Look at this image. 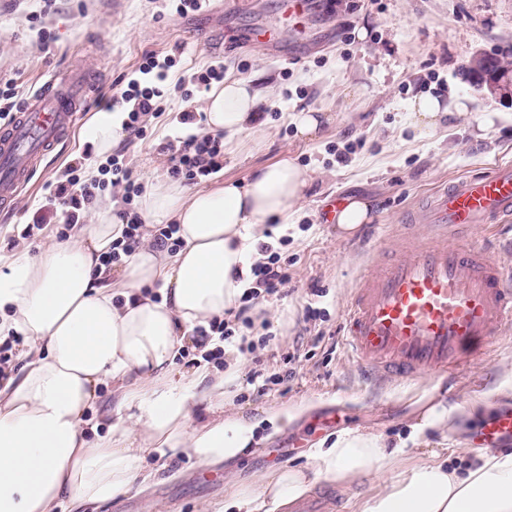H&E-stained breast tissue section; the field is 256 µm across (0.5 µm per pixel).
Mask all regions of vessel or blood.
<instances>
[{"mask_svg": "<svg viewBox=\"0 0 512 512\" xmlns=\"http://www.w3.org/2000/svg\"><path fill=\"white\" fill-rule=\"evenodd\" d=\"M239 40L288 55L260 31ZM85 89L83 71L51 77L0 127V206L16 199L64 141ZM419 216L432 224L431 235L405 231L373 255L342 311L348 357L385 386L422 376L447 380L486 358L495 337L512 328V265L490 257L487 242L448 243L464 229L484 226L496 231L499 248L512 250V165L445 187ZM476 437L512 445V407L495 410Z\"/></svg>", "mask_w": 512, "mask_h": 512, "instance_id": "1", "label": "vessel or blood"}]
</instances>
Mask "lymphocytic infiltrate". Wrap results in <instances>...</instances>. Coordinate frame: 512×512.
I'll list each match as a JSON object with an SVG mask.
<instances>
[{"label": "lymphocytic infiltrate", "mask_w": 512, "mask_h": 512, "mask_svg": "<svg viewBox=\"0 0 512 512\" xmlns=\"http://www.w3.org/2000/svg\"><path fill=\"white\" fill-rule=\"evenodd\" d=\"M174 66L171 58H158L157 55L145 56L139 67L140 79L130 80L126 89L105 100L106 108H122L127 114L124 129L128 136L141 137L144 134L142 119L147 115H161L160 101L163 88L170 80ZM177 122L183 135L179 139L178 156L172 168L176 177H185L190 181L207 178L224 167V142L222 137L201 132L200 120L196 112L184 110L177 114ZM83 158L74 159L61 178L53 185L49 195L52 205L59 208L64 224L77 225L83 213L92 204L96 191L105 189L107 184L123 186L126 199L140 196L142 187L132 177V170L118 156H111L104 168L111 174V181L95 180L85 182L80 176ZM265 256L264 261L256 263L252 269L254 277L251 288L244 292L240 306L233 317L212 318L207 325L195 327L193 337L195 346L202 352L207 362L225 366L227 349H235L239 354L250 355L255 366L248 376L247 383L254 387L257 394H265L273 384V377L264 375L261 370L262 350L272 339L269 321L255 323L253 312L263 302L279 296L289 282L288 262L274 251L272 245L259 246Z\"/></svg>", "instance_id": "1"}]
</instances>
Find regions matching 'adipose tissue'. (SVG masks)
Segmentation results:
<instances>
[{"label": "adipose tissue", "instance_id": "adipose-tissue-1", "mask_svg": "<svg viewBox=\"0 0 512 512\" xmlns=\"http://www.w3.org/2000/svg\"><path fill=\"white\" fill-rule=\"evenodd\" d=\"M265 102L255 82L225 80L206 97L205 128L241 134L255 127ZM307 184L306 171L287 159L257 168L242 186L193 191L156 178L139 214L149 225H177L182 245L173 253L139 247L112 276L101 258L124 222L109 197L76 236L6 257L0 341L20 337L22 349L18 372L0 386V512H60L66 504L80 512L152 482L150 454L211 464L251 447L254 424L219 416L240 359L222 372L202 365L189 374L175 359L195 325L238 308L268 224L287 222ZM152 287L158 297L146 296ZM106 385L116 420L92 437L85 417ZM202 405L215 418L198 425ZM457 412L430 408L407 442L394 445L374 433L338 435L314 449L310 468L269 471L258 488L237 491L229 508L280 512L317 481L366 477L377 491L360 512H512V452L473 448L460 469L449 465L447 449H432L406 464L407 443H424L430 430L447 433Z\"/></svg>", "mask_w": 512, "mask_h": 512}]
</instances>
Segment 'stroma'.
Segmentation results:
<instances>
[{"label":"stroma","instance_id":"35a3bbf8","mask_svg":"<svg viewBox=\"0 0 512 512\" xmlns=\"http://www.w3.org/2000/svg\"><path fill=\"white\" fill-rule=\"evenodd\" d=\"M178 0H0V85L13 83L19 100L38 88L47 72L98 62L87 96L84 124L102 109V95L133 78L146 55L175 59L185 84L169 88L161 118H146L147 136L120 139L117 152L146 183L153 164L171 169L166 144L176 135V115L201 111L205 93L196 91L194 74L218 66L224 77L263 81L269 88L260 128L242 133L243 146L225 152L224 168L202 186L212 189L232 180L245 182L256 167L281 159L305 169L310 180L288 220L290 280L281 297L263 306L275 336L265 372L277 367L276 355L298 348L293 381L265 395L245 380L234 387L224 414L258 424L261 442L222 467V481L208 482L207 467L186 457L161 464L147 457L158 481L113 501L108 512H200L203 505L230 499L237 487H256L270 470L309 465L314 448L337 434L375 432L394 443L405 438L424 408L441 402L465 406L474 399L490 408L512 406V331L503 333L489 357L440 384L421 379L390 390L361 382L342 347V310L361 271L365 250L380 247L392 225L421 199L448 180L481 175L512 163V100L481 96L462 68L476 52L512 62V0H312L313 18L284 17L280 0H249L240 12L224 16V35L214 34L208 10L182 17ZM40 15L33 27L31 15ZM262 25L272 32L293 28L322 47L293 45L292 60L270 59L262 50L238 44L240 31ZM50 35L41 49L39 28ZM431 96L462 112L443 116L434 128L409 119L414 98ZM326 112L318 135L301 138L294 117ZM82 126L66 148L41 165L12 212L0 214V253L15 251L17 227L43 219V230L25 241L30 251L58 238L55 214H42L47 186L68 163L85 157V171L106 161L87 153ZM347 162H339V154ZM371 202L370 218L354 236L338 237L326 221L329 203L350 196ZM325 290V322H304L312 288ZM341 409L352 424L320 432L323 413Z\"/></svg>","mask_w":512,"mask_h":512}]
</instances>
